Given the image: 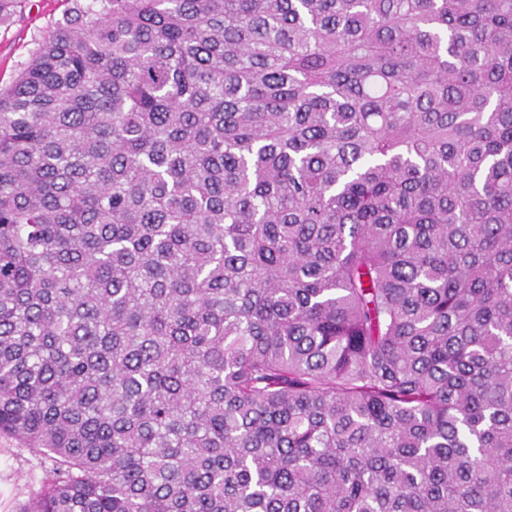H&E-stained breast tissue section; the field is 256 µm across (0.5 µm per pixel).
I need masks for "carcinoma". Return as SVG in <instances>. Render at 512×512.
Instances as JSON below:
<instances>
[{
	"instance_id": "cac0c4a2",
	"label": "carcinoma",
	"mask_w": 512,
	"mask_h": 512,
	"mask_svg": "<svg viewBox=\"0 0 512 512\" xmlns=\"http://www.w3.org/2000/svg\"><path fill=\"white\" fill-rule=\"evenodd\" d=\"M16 512H512V0H72L0 88ZM52 463L0 436V512H15L19 502L40 490Z\"/></svg>"
}]
</instances>
